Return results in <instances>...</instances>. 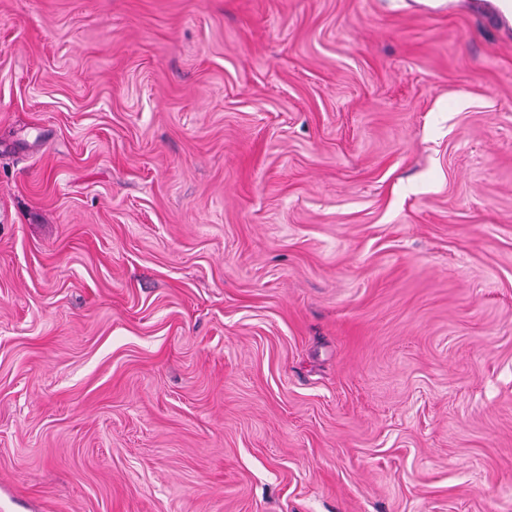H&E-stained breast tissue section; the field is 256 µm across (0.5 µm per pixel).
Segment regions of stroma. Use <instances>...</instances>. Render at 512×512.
I'll use <instances>...</instances> for the list:
<instances>
[{"instance_id": "35a3bbf8", "label": "stroma", "mask_w": 512, "mask_h": 512, "mask_svg": "<svg viewBox=\"0 0 512 512\" xmlns=\"http://www.w3.org/2000/svg\"><path fill=\"white\" fill-rule=\"evenodd\" d=\"M0 512H512V28L0 0Z\"/></svg>"}]
</instances>
